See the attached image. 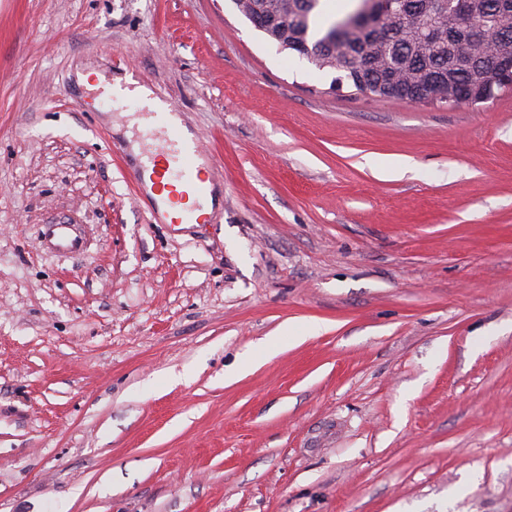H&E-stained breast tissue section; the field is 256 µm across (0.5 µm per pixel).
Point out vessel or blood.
I'll use <instances>...</instances> for the list:
<instances>
[{
  "label": "vessel or blood",
  "mask_w": 512,
  "mask_h": 512,
  "mask_svg": "<svg viewBox=\"0 0 512 512\" xmlns=\"http://www.w3.org/2000/svg\"><path fill=\"white\" fill-rule=\"evenodd\" d=\"M157 94L148 95L140 109L143 117L158 122L162 146L147 150L133 170L138 187H151L174 214V224H204L209 186L202 176L201 162L205 158L199 145L186 144L178 123L173 120L171 106H159ZM49 243L55 250L76 254L82 251L84 239L74 234L71 225L51 224L47 227Z\"/></svg>",
  "instance_id": "1"
}]
</instances>
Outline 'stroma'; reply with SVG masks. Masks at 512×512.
Returning a JSON list of instances; mask_svg holds the SVG:
<instances>
[{
	"mask_svg": "<svg viewBox=\"0 0 512 512\" xmlns=\"http://www.w3.org/2000/svg\"><path fill=\"white\" fill-rule=\"evenodd\" d=\"M89 70L168 98L209 223L152 217ZM335 76L232 0H0V512H512V85ZM416 78L414 82L418 86H425L428 88V92H425L421 98L417 99H407L405 100L411 102H425L428 100H436L442 103H446L448 105H460V104H475L482 102L486 99V94L475 96L474 94H470L467 98H463L460 95V92L454 91L453 85L450 81L440 78L438 80H434L432 77H427L423 73H416ZM47 235L49 244L57 251L76 254L84 247L81 235H75L71 224H48Z\"/></svg>",
	"mask_w": 512,
	"mask_h": 512,
	"instance_id": "35a3bbf8",
	"label": "stroma"
}]
</instances>
